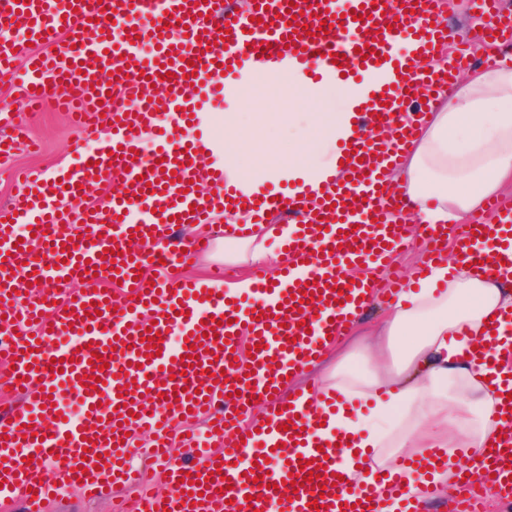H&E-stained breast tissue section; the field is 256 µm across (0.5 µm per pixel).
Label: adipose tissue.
Returning <instances> with one entry per match:
<instances>
[{"label": "adipose tissue", "instance_id": "obj_1", "mask_svg": "<svg viewBox=\"0 0 512 512\" xmlns=\"http://www.w3.org/2000/svg\"><path fill=\"white\" fill-rule=\"evenodd\" d=\"M247 84L261 89L274 82L281 97L308 95L310 100L337 98L330 112H228L207 116L214 133L203 140L202 160L224 157V180L245 194H261L270 183L287 181L296 190L324 189L340 172V146L359 131L352 122L356 105L377 83L394 81V73L377 81L338 88L325 73L315 91L289 61L259 62ZM259 130L248 142L230 128ZM406 212L424 224H463L479 214L486 201L512 191V64L478 68L453 82L432 113L394 177ZM294 225L252 227L251 234L224 242V260L277 270L269 237L288 240ZM499 320L501 340L512 339V274L488 276L459 259L434 270L430 279L410 284L377 328L380 350L369 353L374 368L352 376L338 362L327 376L325 393L335 395L329 426L320 437L346 435L342 468L347 487H359L394 473L385 448H406L411 456L454 444L464 456H449L446 467L427 471L407 468L400 489L383 495L378 512H400L403 496L423 501L446 491L461 463H474L488 438L499 429L493 388L483 379L479 346L491 320ZM372 401L369 413L356 398ZM415 413L413 424L395 439H385L375 424L395 409Z\"/></svg>", "mask_w": 512, "mask_h": 512}]
</instances>
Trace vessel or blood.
<instances>
[{
    "label": "vessel or blood",
    "instance_id": "vessel-or-blood-1",
    "mask_svg": "<svg viewBox=\"0 0 512 512\" xmlns=\"http://www.w3.org/2000/svg\"><path fill=\"white\" fill-rule=\"evenodd\" d=\"M241 12L230 0H0V76L34 110L53 103L68 114L94 152L43 177L28 172L8 204L0 206V327H33V336L0 338V359L12 362L6 386L21 402L0 415V500L17 496L27 512L61 485H79L102 497L113 483L138 489L133 512H375L372 501L387 482L346 491L338 483L341 454L334 443L316 449L307 427L320 412L284 399L288 379L305 370L341 336L375 291L399 296L392 273L401 247L425 252L414 272L421 279L454 245L480 272L512 268V225L499 203L465 228L403 223L387 173L427 125L433 101L418 86L445 91L467 56L444 57L449 31L444 0H252ZM489 16L480 32L512 41V16L498 0H470ZM27 33L34 50L15 52L7 34ZM368 55H359L361 47ZM442 57L440 68L422 62ZM287 58L317 86L324 72L347 79L395 70L360 104L355 119L382 129L387 141L360 136L344 145L342 183L319 200L264 193L242 199L224 183L222 166L202 165L186 136L206 100L222 97L224 82L255 62ZM121 74L131 108L99 114ZM0 157L13 153L26 128L9 105L0 106ZM155 146L143 153L144 132ZM117 183L100 202L93 193ZM233 217L247 211L260 224L285 210L298 229L284 245L288 263L257 279L249 300L229 296L216 263L214 283L156 280L145 271L174 263L172 226L211 222L214 206ZM26 225L27 235L16 232ZM366 267L349 281L348 268ZM131 299L116 307L111 284ZM97 316H90V308ZM252 345L242 359L240 336ZM62 362L53 369L52 359ZM76 392L79 419L67 418L59 392ZM265 403L272 422L249 420ZM209 416L206 442L187 438L190 460L169 458L171 425L189 415ZM150 435L153 455L167 461L168 494L127 467L134 433ZM105 460L108 471L95 469ZM493 477L512 497V437H491L487 452L463 477L456 512H484L479 488ZM295 486L287 494L286 486Z\"/></svg>",
    "mask_w": 512,
    "mask_h": 512
}]
</instances>
